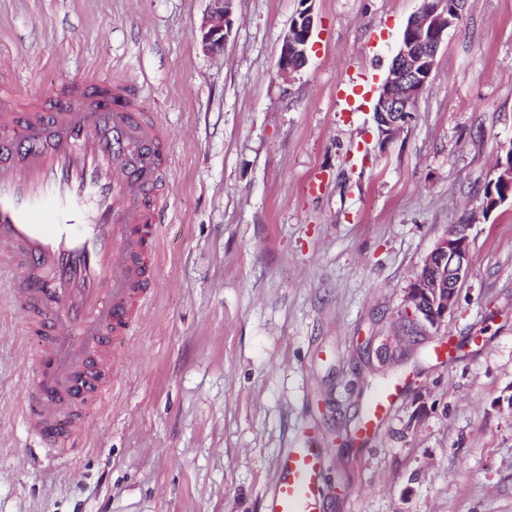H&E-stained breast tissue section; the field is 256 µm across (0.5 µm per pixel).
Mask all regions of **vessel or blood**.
<instances>
[{
    "label": "vessel or blood",
    "instance_id": "1",
    "mask_svg": "<svg viewBox=\"0 0 512 512\" xmlns=\"http://www.w3.org/2000/svg\"><path fill=\"white\" fill-rule=\"evenodd\" d=\"M167 142L126 84L85 70L52 98L0 88V272L38 370L26 385L29 432L52 448L102 404L116 343L142 319L156 277ZM369 399L365 432L392 404ZM327 451L314 438L280 455L264 512H322Z\"/></svg>",
    "mask_w": 512,
    "mask_h": 512
}]
</instances>
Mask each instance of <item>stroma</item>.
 <instances>
[{
	"label": "stroma",
	"instance_id": "stroma-1",
	"mask_svg": "<svg viewBox=\"0 0 512 512\" xmlns=\"http://www.w3.org/2000/svg\"><path fill=\"white\" fill-rule=\"evenodd\" d=\"M0 0V80L50 94L77 71L129 82L168 135L154 297L106 405L65 459L26 431L33 340L0 295V512H263L278 454L328 450L323 512H512V202L481 212L512 142V0H469L413 117L374 103L420 0ZM367 79L342 114L336 86ZM473 273L440 327L404 298L449 225ZM398 396L365 442L369 397ZM215 8L206 16L200 29L199 40L204 51L215 54L224 50L232 25L233 0H213ZM310 20H307L301 26V20L296 18L295 24L286 31L283 36L280 48V56L278 63V75L284 81H291L294 73L303 68L307 62V53L310 45V40L313 32L314 19L312 14H308ZM298 34V35H297ZM299 54L304 62L303 66L297 68L294 65H289V59Z\"/></svg>",
	"mask_w": 512,
	"mask_h": 512
}]
</instances>
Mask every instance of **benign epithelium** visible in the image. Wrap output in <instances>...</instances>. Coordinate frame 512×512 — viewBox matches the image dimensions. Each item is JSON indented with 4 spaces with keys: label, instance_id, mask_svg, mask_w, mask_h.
<instances>
[{
    "label": "benign epithelium",
    "instance_id": "7a95c632",
    "mask_svg": "<svg viewBox=\"0 0 512 512\" xmlns=\"http://www.w3.org/2000/svg\"><path fill=\"white\" fill-rule=\"evenodd\" d=\"M215 8L206 16L200 29L199 40L204 51L215 54L224 50L232 25L233 0H213ZM437 0H422L420 10L407 21L400 43L392 58L387 78L378 95L374 119L379 126L381 142L391 140V136L408 119L411 105L425 89L437 51L448 29L461 17L463 5L444 13L438 12ZM314 20L306 23L295 20L292 28L283 36L278 63V75L285 81H291L299 68L289 63L294 55L307 60V53L313 32ZM508 162L497 170L499 181L489 186L490 199L495 207L512 200V146L507 150ZM448 258V282L461 281L469 275L471 258L468 239L462 237L459 225L451 224L436 243L434 249L424 261V275L416 281V287L408 290L407 302L410 307L406 314L427 323L439 324L452 312L457 302V289L450 288L436 275L431 274V259L438 256Z\"/></svg>",
    "mask_w": 512,
    "mask_h": 512
}]
</instances>
